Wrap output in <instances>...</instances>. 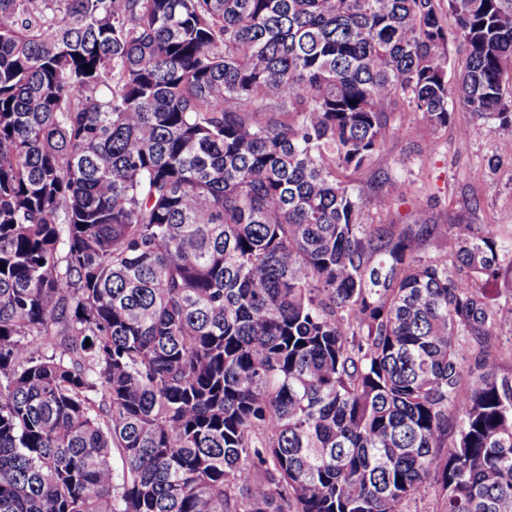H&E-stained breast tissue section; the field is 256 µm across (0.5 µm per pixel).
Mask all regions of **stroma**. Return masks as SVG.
Here are the masks:
<instances>
[{
    "label": "stroma",
    "mask_w": 512,
    "mask_h": 512,
    "mask_svg": "<svg viewBox=\"0 0 512 512\" xmlns=\"http://www.w3.org/2000/svg\"><path fill=\"white\" fill-rule=\"evenodd\" d=\"M415 122L410 111L390 113L389 124L397 133L368 166L353 174L355 191L375 203L379 181L389 177L400 186L391 211L396 223L411 224L426 217L441 224L470 220L496 225L497 235H512V130L462 136L473 118L460 106L446 129H419ZM430 142L435 145L431 151L426 148ZM494 156L500 158V166L488 171L485 180L475 179L476 169ZM490 181L495 191L487 190ZM471 200L477 201L476 210L466 209Z\"/></svg>",
    "instance_id": "35a3bbf8"
}]
</instances>
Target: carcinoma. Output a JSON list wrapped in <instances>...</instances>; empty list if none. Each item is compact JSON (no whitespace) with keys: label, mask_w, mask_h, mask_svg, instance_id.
<instances>
[{"label":"carcinoma","mask_w":512,"mask_h":512,"mask_svg":"<svg viewBox=\"0 0 512 512\" xmlns=\"http://www.w3.org/2000/svg\"><path fill=\"white\" fill-rule=\"evenodd\" d=\"M446 9L0 0V512H512V238L351 185L512 128V0Z\"/></svg>","instance_id":"obj_1"}]
</instances>
